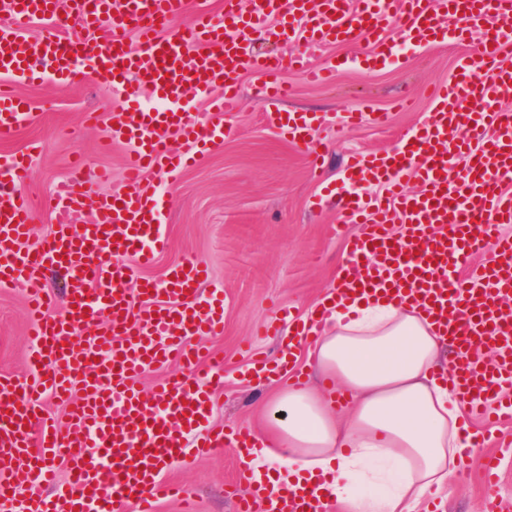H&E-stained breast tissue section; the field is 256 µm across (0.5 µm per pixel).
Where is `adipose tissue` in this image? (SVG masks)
I'll return each mask as SVG.
<instances>
[{
    "label": "adipose tissue",
    "instance_id": "obj_1",
    "mask_svg": "<svg viewBox=\"0 0 512 512\" xmlns=\"http://www.w3.org/2000/svg\"><path fill=\"white\" fill-rule=\"evenodd\" d=\"M444 348L410 306L372 299L337 307L308 367L350 404L313 383L279 390L258 426L256 475L322 478L338 512H414L426 492L445 489L469 446L458 400L435 376Z\"/></svg>",
    "mask_w": 512,
    "mask_h": 512
}]
</instances>
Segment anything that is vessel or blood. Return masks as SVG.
Instances as JSON below:
<instances>
[{
    "label": "vessel or blood",
    "mask_w": 512,
    "mask_h": 512,
    "mask_svg": "<svg viewBox=\"0 0 512 512\" xmlns=\"http://www.w3.org/2000/svg\"><path fill=\"white\" fill-rule=\"evenodd\" d=\"M13 24L0 30V136L12 135L29 117L15 83L50 77L65 79L73 62L118 84L125 98L151 94L159 105L140 112H116L109 141L126 148L125 189L99 197L93 179L73 164L54 194L52 230L30 245L34 211L16 190L29 154L0 158V285L26 290L32 347L23 377L0 375V512H156L164 495L191 504L179 485L162 480L159 463H184L214 449L235 448L237 478L227 495L236 512H325L318 496L254 481L249 460L255 438L236 423L208 426L214 382L224 362L201 363L193 341L224 332V295L203 292L208 269L188 259L169 267L159 281L138 280L166 244L165 202L148 172L169 177L197 154L223 140L228 130L218 117L234 112L240 93L238 73L260 76L269 124L290 142L309 145L317 117L285 109L290 90L278 76L295 69L311 82L327 79V68L310 67L301 54L261 55L258 33L276 39L304 29L317 43L367 38L376 64L398 56L384 40L399 27L419 44L438 38L466 41L473 30L483 39L476 54L461 57L456 79L435 88V107L393 152L351 155L345 179L348 197L339 198L343 221L358 230L346 235L337 298H369L387 293L393 303L413 300L433 318L454 349L449 367L464 414L485 426L512 418V312L501 302L512 296V113L500 99L512 87V68L499 57L512 41V0H252L241 12L224 0V17L188 14L187 0H5ZM67 14L80 35L38 41L20 52L35 19ZM458 21L448 28L447 17ZM138 31L137 47L126 35ZM207 100L210 113L179 111L183 101ZM181 151H172L170 140ZM466 166L449 180L454 158ZM419 189L404 191L405 177ZM372 186L382 195L369 194ZM97 211L92 224L79 223L86 206ZM491 251L489 261L469 264L472 254ZM64 269L68 304L56 309L45 289V272ZM138 288H131V281ZM333 313L318 308L304 320L284 310V324L261 325V336L288 334L316 342L320 323ZM104 320L93 336L80 333L87 321ZM172 359L188 369L184 377L161 381L151 392L141 374ZM68 405L64 419L42 412L45 397ZM66 458L68 481L56 486L53 460ZM484 512H499L498 463H482ZM51 495H41L45 486ZM31 494L18 500L20 487Z\"/></svg>",
    "instance_id": "b4317fda"
}]
</instances>
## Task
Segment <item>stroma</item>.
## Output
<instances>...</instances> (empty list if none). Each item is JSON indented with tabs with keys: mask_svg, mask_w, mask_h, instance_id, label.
<instances>
[{
	"mask_svg": "<svg viewBox=\"0 0 512 512\" xmlns=\"http://www.w3.org/2000/svg\"><path fill=\"white\" fill-rule=\"evenodd\" d=\"M477 42L473 36L462 44L429 45L411 51L395 67L369 71L353 62L355 55L374 49L362 39L276 43L258 36L259 53L296 51L313 66L336 65L332 77L321 83L308 82L295 71L283 75L294 90L287 109L319 118L313 133L319 163H312L307 148L289 143L266 125L264 105L256 96L257 77L245 69L238 75L241 106L223 118L232 134L200 154L177 179L151 174L167 200L168 245L144 277L160 279L169 266L195 258L209 269L208 288L224 293L223 335L196 341L200 351H218L226 360L224 382L212 390L211 427L228 421L256 426L280 382L247 377L246 370L253 356H275L280 339H254L255 328L282 307L309 316L335 287L345 251L343 237L331 231L341 217L332 189L344 181L349 155L396 148L431 112L433 86L453 81L459 57L473 52ZM17 92L27 100L30 117L11 136L0 137V155L39 148L22 184L36 207L30 238L35 244L51 231V196L72 158L81 157L89 172H110V180L97 184V193L122 191L124 148L106 143L109 118L114 112L137 111L150 99L144 95L125 101L81 71L63 83L23 84ZM355 110L386 112L390 120L384 126L366 122L338 132L339 116ZM88 112L98 115L96 125L85 124ZM29 346L22 289L0 287V373L22 375ZM488 451L502 456L499 496L502 512H512V420L491 431L487 447H471L466 473H453L448 481L444 512H482L479 468ZM236 467V452L223 448L205 459L169 465L162 476L181 482L196 499L198 512H233L225 489Z\"/></svg>",
	"mask_w": 512,
	"mask_h": 512,
	"instance_id": "1",
	"label": "stroma"
}]
</instances>
